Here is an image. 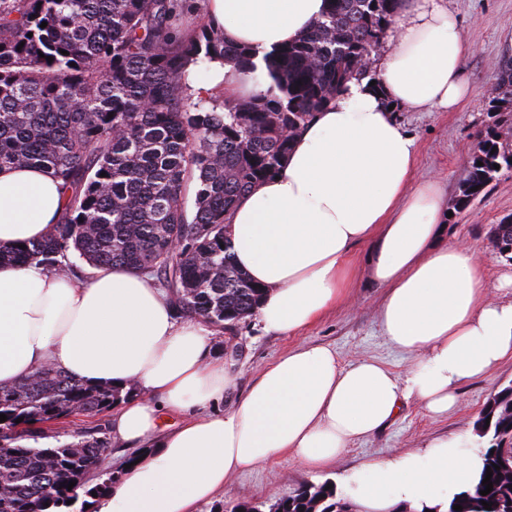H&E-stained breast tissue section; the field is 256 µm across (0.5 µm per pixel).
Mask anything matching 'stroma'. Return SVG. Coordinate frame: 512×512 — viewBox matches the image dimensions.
<instances>
[{"mask_svg": "<svg viewBox=\"0 0 512 512\" xmlns=\"http://www.w3.org/2000/svg\"><path fill=\"white\" fill-rule=\"evenodd\" d=\"M447 3L465 38L474 45L462 60L470 88L468 99L453 112L400 107L396 116L416 142L413 182L440 179L445 197L451 201L466 175L469 155L478 144L480 132L497 120L496 115L488 113L487 103L500 92L498 75L503 57L512 55V0ZM507 215H512V170L502 171L484 196L446 221L445 236L449 241L471 246L483 256L484 278L491 292L496 290L500 277L512 271V262L499 257L489 236L492 225ZM351 261L354 274L344 298L298 333L266 331L254 316L241 322L232 334L211 327L213 355L223 362L234 385L222 399L209 405V412L233 409L262 367L304 342L329 345L348 362L374 359L398 373L410 366V359L393 350L380 333L378 310L383 291L369 279L367 245L354 247ZM511 384L512 364L507 363L487 378L463 383L460 402L448 415L435 417L419 404H410L395 424L351 443L336 462L319 473L308 471L288 454H279L230 478L223 491L199 505L196 512H219L221 506L240 499L268 504L302 485L336 481L359 470L366 461L414 451L438 438L471 434L475 446H483V439L475 435L474 423L487 399Z\"/></svg>", "mask_w": 512, "mask_h": 512, "instance_id": "35a3bbf8", "label": "stroma"}]
</instances>
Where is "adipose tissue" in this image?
I'll list each match as a JSON object with an SVG mask.
<instances>
[{"label":"adipose tissue","instance_id":"ef3b65f1","mask_svg":"<svg viewBox=\"0 0 512 512\" xmlns=\"http://www.w3.org/2000/svg\"><path fill=\"white\" fill-rule=\"evenodd\" d=\"M225 41L251 47L256 65L301 37L326 0H201ZM377 61L379 86L353 80L295 135L282 174L244 195L229 238L239 268L265 293L266 330L291 335L341 299L353 247L371 251L384 291L379 328L414 356L398 374L374 360L342 362L330 346L305 342L264 366L240 403L207 413L233 381L211 357L207 328L177 321L151 277L124 267L87 281L34 265L0 267V384L50 365L91 386L139 384L143 397L117 404L112 424L142 459L126 469L99 512H194L235 474L280 453L317 471L354 441L395 423L410 402L442 416L468 380L512 362V274L486 298L481 264L463 244H438L445 214L439 179L413 183L416 143L388 104L455 110L467 95L461 62L471 46L445 0H400ZM193 95L258 93L234 63L210 65ZM61 212L44 170H0V245L45 238ZM182 414L160 431L161 411ZM478 449L458 437L362 465L343 491L367 512H448L474 489Z\"/></svg>","mask_w":512,"mask_h":512}]
</instances>
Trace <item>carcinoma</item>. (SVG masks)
I'll use <instances>...</instances> for the list:
<instances>
[{"instance_id":"carcinoma-1","label":"carcinoma","mask_w":512,"mask_h":512,"mask_svg":"<svg viewBox=\"0 0 512 512\" xmlns=\"http://www.w3.org/2000/svg\"><path fill=\"white\" fill-rule=\"evenodd\" d=\"M328 2L323 18L266 54L260 70L250 47L224 41L208 22L185 34L181 0H0V168L42 167L63 197L51 234L23 249L0 246V265L35 264L62 276L80 264L123 266L164 288L177 316L234 331L264 295L233 261L234 207L282 172L293 136L348 82L378 80L364 57L384 42L398 0ZM216 58L264 89L220 106L193 98L188 67ZM499 86L502 96L487 111L511 113V57L500 66ZM503 169H512V137L496 126L470 155L456 191L460 209ZM137 395L133 384L92 387L50 365L0 385V414L7 416L0 423V512H73L76 503L88 512L85 506L111 493L117 477L106 465V428L47 447L27 441L41 438L46 424L100 416ZM479 425L488 435L484 468L448 512L455 505L506 512L512 504V469L500 460L512 431L508 388L485 404ZM489 467L493 490L483 496ZM270 512L348 506L323 482L276 498Z\"/></svg>"}]
</instances>
